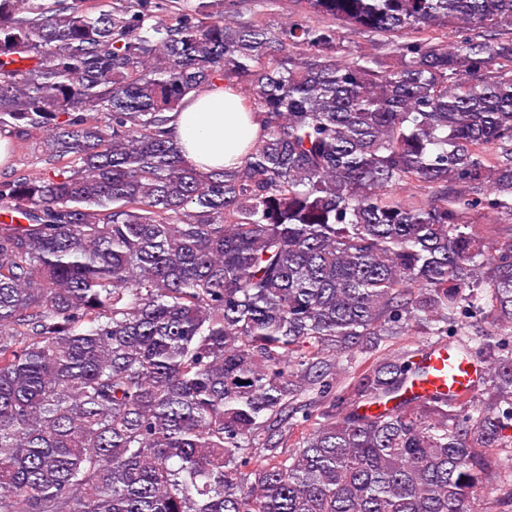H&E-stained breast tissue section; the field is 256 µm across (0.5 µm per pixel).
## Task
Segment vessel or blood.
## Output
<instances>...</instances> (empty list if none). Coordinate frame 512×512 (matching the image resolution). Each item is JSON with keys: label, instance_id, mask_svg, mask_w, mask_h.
I'll use <instances>...</instances> for the list:
<instances>
[{"label": "vessel or blood", "instance_id": "b4317fda", "mask_svg": "<svg viewBox=\"0 0 512 512\" xmlns=\"http://www.w3.org/2000/svg\"><path fill=\"white\" fill-rule=\"evenodd\" d=\"M427 378L417 385L420 393L474 389L485 374L483 364L462 355L455 344L434 348L425 360Z\"/></svg>", "mask_w": 512, "mask_h": 512}]
</instances>
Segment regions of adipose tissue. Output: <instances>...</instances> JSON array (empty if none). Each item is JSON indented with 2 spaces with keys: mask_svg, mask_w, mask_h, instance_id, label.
Segmentation results:
<instances>
[{
  "mask_svg": "<svg viewBox=\"0 0 512 512\" xmlns=\"http://www.w3.org/2000/svg\"><path fill=\"white\" fill-rule=\"evenodd\" d=\"M167 127L185 163L210 172L241 165L247 146L263 134V116L218 83L187 96L169 113Z\"/></svg>",
  "mask_w": 512,
  "mask_h": 512,
  "instance_id": "ef3b65f1",
  "label": "adipose tissue"
}]
</instances>
